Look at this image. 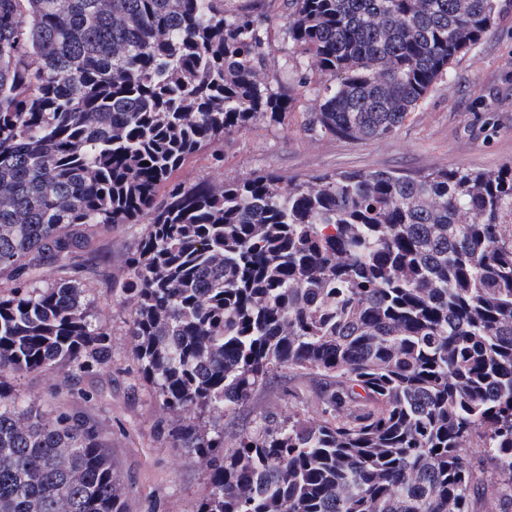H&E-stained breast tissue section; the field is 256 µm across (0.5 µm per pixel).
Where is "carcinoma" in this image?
Returning a JSON list of instances; mask_svg holds the SVG:
<instances>
[{
  "mask_svg": "<svg viewBox=\"0 0 512 512\" xmlns=\"http://www.w3.org/2000/svg\"><path fill=\"white\" fill-rule=\"evenodd\" d=\"M283 2L275 90L269 17L238 0H0V512H123L94 426L13 380L111 357L77 285L86 230L144 215L131 353L209 470L194 512H470L490 485L485 512H512V163L169 182L278 121L307 64L334 79L308 130L390 137L505 0ZM282 370L320 377L318 417L271 412L224 448ZM265 11L270 18L267 30L270 55L266 80L272 88L276 89L278 83L286 81L282 64L291 51V45L288 43L284 22L279 18L283 11L282 0H266Z\"/></svg>",
  "mask_w": 512,
  "mask_h": 512,
  "instance_id": "cac0c4a2",
  "label": "carcinoma"
}]
</instances>
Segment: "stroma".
Instances as JSON below:
<instances>
[{"instance_id":"35a3bbf8","label":"stroma","mask_w":512,"mask_h":512,"mask_svg":"<svg viewBox=\"0 0 512 512\" xmlns=\"http://www.w3.org/2000/svg\"><path fill=\"white\" fill-rule=\"evenodd\" d=\"M270 86L285 82L282 69L290 52L280 15L282 0H265ZM325 75L312 74L308 90L297 91L281 123L257 121L206 146L171 175L174 183L221 185L272 173L304 180L353 170L421 172L435 167L490 171L512 162V14H506L483 39L438 80L424 102L394 136L357 142L307 130ZM149 220L97 230L87 253L103 276L81 280L82 304L109 335L112 356L102 367L80 373L73 386L62 383L53 367L17 380L28 398L46 411L55 403L94 423L108 447L113 471L121 479L124 512H194L207 494L206 469L189 449L175 447L177 418L157 404L131 355V305L117 290L129 257ZM313 395L309 378L281 372L258 387L236 414L224 420V444L252 431L271 411L301 419L313 417L311 404L295 398L291 387Z\"/></svg>"}]
</instances>
